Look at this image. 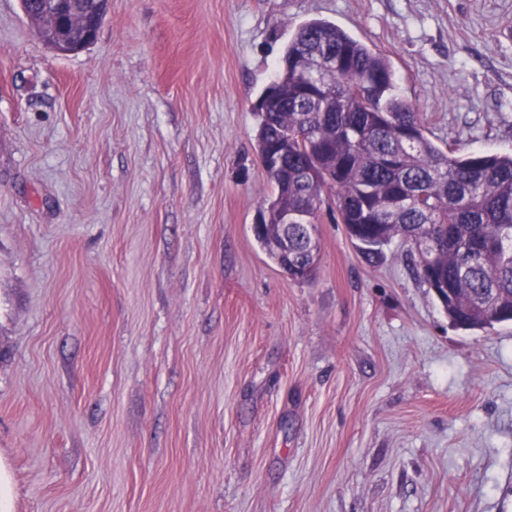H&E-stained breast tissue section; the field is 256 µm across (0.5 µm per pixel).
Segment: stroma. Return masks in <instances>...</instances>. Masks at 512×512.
<instances>
[{
  "label": "stroma",
  "instance_id": "obj_1",
  "mask_svg": "<svg viewBox=\"0 0 512 512\" xmlns=\"http://www.w3.org/2000/svg\"><path fill=\"white\" fill-rule=\"evenodd\" d=\"M312 19L438 146L512 152V0H110L73 54L0 0V458L13 512H512V324L451 326L394 240L251 226L255 103Z\"/></svg>",
  "mask_w": 512,
  "mask_h": 512
}]
</instances>
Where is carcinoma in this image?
<instances>
[{"label": "carcinoma", "mask_w": 512, "mask_h": 512, "mask_svg": "<svg viewBox=\"0 0 512 512\" xmlns=\"http://www.w3.org/2000/svg\"><path fill=\"white\" fill-rule=\"evenodd\" d=\"M27 17L46 44L79 45L32 0ZM307 60L299 67V59ZM259 101L258 156L288 143V185L265 170L264 237L276 265L293 280L315 267L308 225L327 208L345 224L364 258L376 261L395 239L413 245L421 275V240L436 250L431 273L452 325L485 330L512 321V154L443 150L427 135L412 103L394 93L389 60L335 24L313 19L289 40L275 78ZM310 208L288 225V259L272 249L287 212Z\"/></svg>", "instance_id": "cac0c4a2"}]
</instances>
